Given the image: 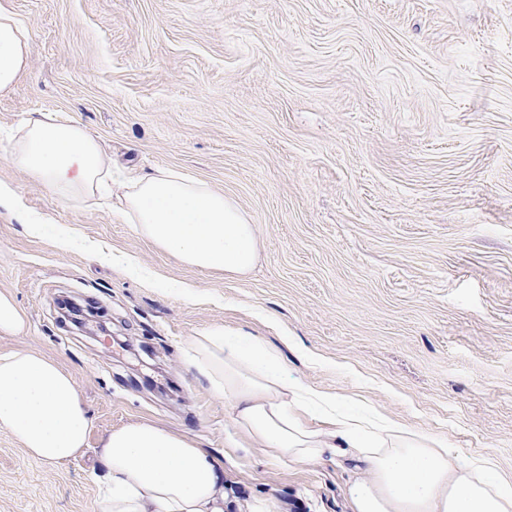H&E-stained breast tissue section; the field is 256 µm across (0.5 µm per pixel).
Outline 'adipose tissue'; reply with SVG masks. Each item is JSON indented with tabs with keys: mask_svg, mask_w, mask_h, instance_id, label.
<instances>
[{
	"mask_svg": "<svg viewBox=\"0 0 512 512\" xmlns=\"http://www.w3.org/2000/svg\"><path fill=\"white\" fill-rule=\"evenodd\" d=\"M30 29L0 4V91L28 64ZM12 163L57 197L93 196L112 178L96 139L74 122L29 116L12 144ZM190 267L249 270L255 227L223 193L189 175L158 170L126 185L114 212ZM188 362L233 402L234 421L296 464L339 459L356 478L351 512H512V481L491 459H464L442 439L380 413L341 411L337 397L289 379L279 350L258 336L210 330L186 350ZM91 421L73 375L30 350L0 353V430L24 453L60 464L84 448ZM369 478H360V470ZM100 512H263L236 495L223 465L184 436L147 422L112 431L100 453Z\"/></svg>",
	"mask_w": 512,
	"mask_h": 512,
	"instance_id": "obj_1",
	"label": "adipose tissue"
}]
</instances>
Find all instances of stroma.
<instances>
[{"label":"stroma","mask_w":512,"mask_h":512,"mask_svg":"<svg viewBox=\"0 0 512 512\" xmlns=\"http://www.w3.org/2000/svg\"><path fill=\"white\" fill-rule=\"evenodd\" d=\"M8 3L32 36L0 134L31 112L75 121L113 200L174 169L233 200L257 248L240 277L188 267L111 207L49 193L0 137V291L29 317L0 352L56 360L92 422L59 465L1 430L0 512H98L103 443L137 422L207 449L271 512H348L345 465L262 447L189 367L212 329L512 480V0ZM21 209L134 268L29 235Z\"/></svg>","instance_id":"1"}]
</instances>
